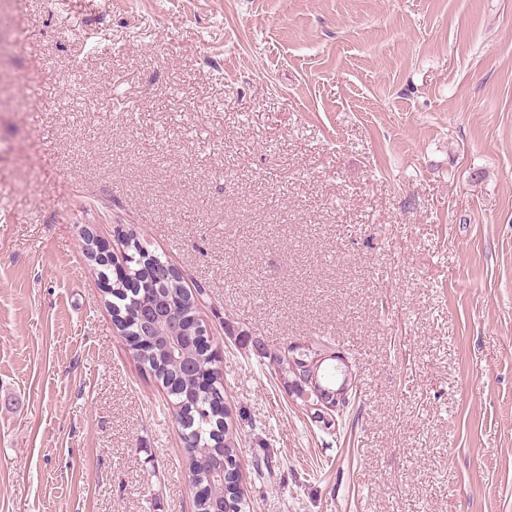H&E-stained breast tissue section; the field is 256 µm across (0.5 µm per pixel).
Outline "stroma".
I'll list each match as a JSON object with an SVG mask.
<instances>
[{
	"instance_id": "stroma-1",
	"label": "stroma",
	"mask_w": 512,
	"mask_h": 512,
	"mask_svg": "<svg viewBox=\"0 0 512 512\" xmlns=\"http://www.w3.org/2000/svg\"><path fill=\"white\" fill-rule=\"evenodd\" d=\"M95 2L0 0V512H194L85 227L205 289L254 512H512V0ZM336 351L339 350L334 343L328 341L322 336H313L306 341L303 345H299L296 350L293 351L296 360L294 365L298 373H303L304 361H310L316 351ZM336 355V367L342 369L344 373V378L342 384L339 388L336 389V382L341 379V374H336V368L332 363H326L322 366L320 371V376L322 383L325 387L329 389H336V392L333 394L327 393V390H324L318 382V377L316 375V371L312 373L309 377V381L302 380L299 381V384L302 386H309L310 392L307 393V397H310V394L319 399V403L316 405H310L311 408L322 409L325 412H329L332 410H341L344 407V403L348 402L350 391L355 386V375H353L351 365L343 356V354L337 352Z\"/></svg>"
}]
</instances>
